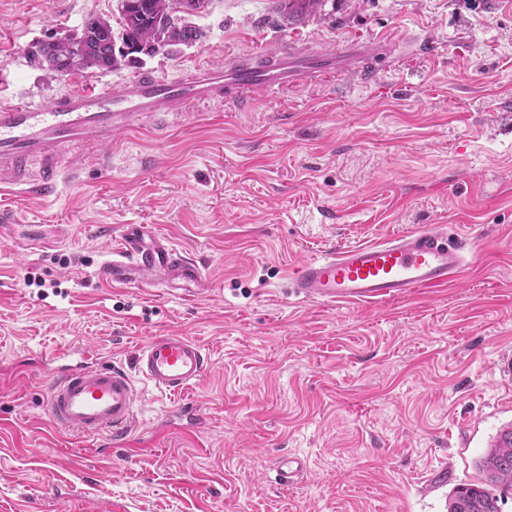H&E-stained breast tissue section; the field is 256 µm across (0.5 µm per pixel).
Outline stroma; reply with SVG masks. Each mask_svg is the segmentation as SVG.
<instances>
[{"instance_id":"1","label":"stroma","mask_w":512,"mask_h":512,"mask_svg":"<svg viewBox=\"0 0 512 512\" xmlns=\"http://www.w3.org/2000/svg\"><path fill=\"white\" fill-rule=\"evenodd\" d=\"M93 15L119 25L118 0H0L7 95L46 103L289 40L385 33L391 54L366 80L162 117L166 134L118 136L49 198L0 192V512H448L512 424V0H325L294 24L272 0H210L202 38L173 52L69 76L31 62ZM442 223L477 234L446 290L370 307L287 293L303 260ZM127 224L201 263L210 293L103 279ZM165 331L210 355L186 394L204 432L126 464L52 426L45 355L126 366ZM289 454L305 469L285 486ZM305 468L304 461L296 456H285L277 462V475L281 484L292 485L294 479Z\"/></svg>"}]
</instances>
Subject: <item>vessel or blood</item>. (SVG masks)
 I'll list each match as a JSON object with an SVG mask.
<instances>
[{"mask_svg": "<svg viewBox=\"0 0 512 512\" xmlns=\"http://www.w3.org/2000/svg\"><path fill=\"white\" fill-rule=\"evenodd\" d=\"M389 49L388 39L342 53L324 45L281 43L239 53L220 64H200L171 77L136 73L117 83L94 81L37 104L0 94V189L52 195L65 171L100 164L117 134L146 129L154 117L194 104H220L250 91L281 95L322 84L342 73L366 70ZM471 238L452 236L444 224H427L385 239L305 260L288 278L291 296L320 305H375L434 293L458 281L473 251ZM123 286L171 288L195 297L205 287L202 268L143 225L128 224L122 246L104 268ZM47 368L41 403L57 429L99 437L105 449L136 459L143 447L136 425L135 377L180 396L200 383L211 364L201 344L180 333L150 339L132 353L131 369L70 360L57 352ZM187 431L203 423L200 408L176 406Z\"/></svg>", "mask_w": 512, "mask_h": 512, "instance_id": "obj_1", "label": "vessel or blood"}]
</instances>
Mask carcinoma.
Returning <instances> with one entry per match:
<instances>
[{
	"mask_svg": "<svg viewBox=\"0 0 512 512\" xmlns=\"http://www.w3.org/2000/svg\"><path fill=\"white\" fill-rule=\"evenodd\" d=\"M170 0H122L121 44H116L112 23L91 16L81 34L40 45L35 60L63 75L96 68L116 70L138 62L137 55L150 54V41L159 37L167 47L192 44L199 40V28L187 23H160L165 19ZM324 0H276V11L289 22L301 21L322 11ZM481 481L453 488L448 497V512H501L499 502L512 491V425L502 430L495 444L476 462Z\"/></svg>",
	"mask_w": 512,
	"mask_h": 512,
	"instance_id": "cac0c4a2",
	"label": "carcinoma"
}]
</instances>
